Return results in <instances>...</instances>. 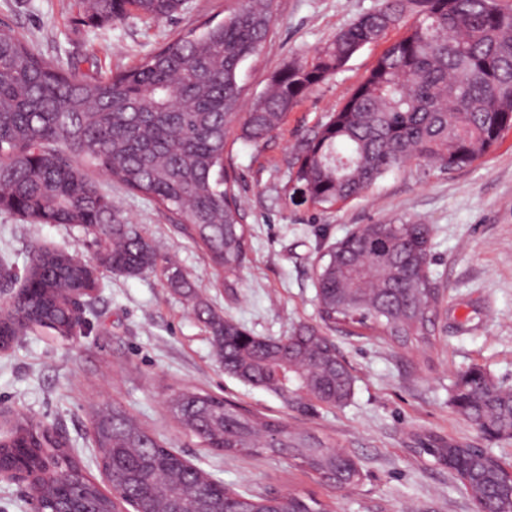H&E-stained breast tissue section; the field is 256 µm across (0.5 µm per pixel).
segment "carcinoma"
I'll list each match as a JSON object with an SVG mask.
<instances>
[{
  "label": "carcinoma",
  "instance_id": "cac0c4a2",
  "mask_svg": "<svg viewBox=\"0 0 512 512\" xmlns=\"http://www.w3.org/2000/svg\"><path fill=\"white\" fill-rule=\"evenodd\" d=\"M274 0L237 7L200 33L178 36L133 67L99 76L47 60L0 22V212L36 224H73L101 254V266L138 276L163 263L168 283L194 301L224 373L296 409L336 408L354 376L324 328L344 324L394 348L434 349L444 295L428 272L431 229L416 221L362 224L315 269L319 325L279 338L255 336L208 308L183 271L161 254L100 191V171L163 209L234 282L248 246L236 180L224 168L227 136L260 141L312 89L365 45L415 21L392 43L328 121L298 147L288 183L319 207L354 200L385 176L415 164L468 166L512 128V9L497 0H379L309 60H290L267 92L241 111L243 62L264 48ZM185 0H78L91 24L131 12L179 13ZM22 298L0 308V349L33 327L72 335L70 302L99 287L75 252L43 248L24 269ZM450 402L489 436L512 439V388L482 368L460 373ZM168 407L190 434L228 455H287L338 490L362 479L358 463L277 419L206 390L172 392ZM99 467L113 492L89 476L54 431L31 417L0 438V471L20 470L38 487L41 512L88 505L93 512H330L312 495L259 496L227 486L155 439L114 405L92 417ZM417 452L468 481L480 512H512V468L482 448L438 442Z\"/></svg>",
  "mask_w": 512,
  "mask_h": 512
}]
</instances>
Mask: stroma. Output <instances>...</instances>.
<instances>
[{"instance_id":"35a3bbf8","label":"stroma","mask_w":512,"mask_h":512,"mask_svg":"<svg viewBox=\"0 0 512 512\" xmlns=\"http://www.w3.org/2000/svg\"><path fill=\"white\" fill-rule=\"evenodd\" d=\"M187 3L169 19L132 16L91 25L80 23L73 0H0V19L45 57L107 75L133 66L176 36L220 23L233 0ZM377 3L275 0L268 40L242 68L243 109H250L284 63L311 57ZM404 32L397 26L360 49L266 139L253 143L232 128L224 165L239 178L250 229L247 258L232 284L216 278L205 252L163 211L105 174L94 179L132 223L175 258L212 310L257 336L280 337L317 322L314 269L329 247L358 225L429 224L430 277L446 297L432 354L401 351L336 328L331 336L355 376L353 395L341 407L298 412L224 373L204 323L169 287L164 266L136 277L103 271L84 308L85 333L55 340L31 333L0 352V431L17 416L44 421L97 477L91 418L98 408L117 404L165 446L239 490L310 493L334 512H477L455 472L415 449L433 436L486 449L512 464V439L483 434L450 403L458 373L475 364L512 388V130L470 166L426 172L411 165L381 179L365 196L330 208L292 200L285 189L300 139L328 120ZM41 247L96 261L92 239L80 227L33 224L0 213V263L24 270ZM186 386L213 391L327 440L359 463L361 482L339 491L285 457L229 456L205 448L167 407L172 390Z\"/></svg>"}]
</instances>
